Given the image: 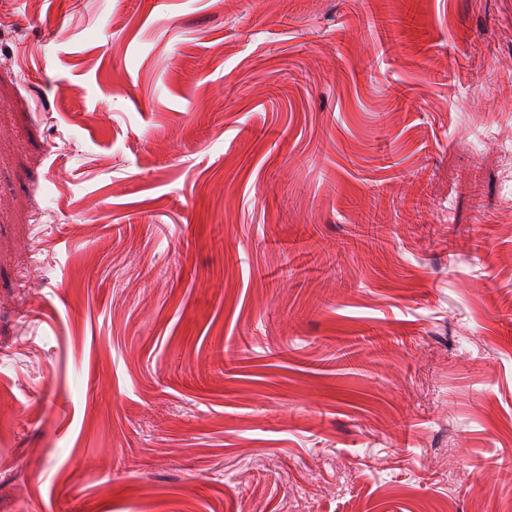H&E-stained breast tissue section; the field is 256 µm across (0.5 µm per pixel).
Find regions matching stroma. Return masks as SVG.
<instances>
[{
	"label": "stroma",
	"mask_w": 512,
	"mask_h": 512,
	"mask_svg": "<svg viewBox=\"0 0 512 512\" xmlns=\"http://www.w3.org/2000/svg\"><path fill=\"white\" fill-rule=\"evenodd\" d=\"M0 99V512H512V0H0ZM367 224H360L357 225L358 229L356 230L355 234L352 236L351 241L346 243V246H358V243H372L375 244L379 241V234H380V225L383 224L381 222L380 218V212L371 210L368 219Z\"/></svg>",
	"instance_id": "35a3bbf8"
}]
</instances>
